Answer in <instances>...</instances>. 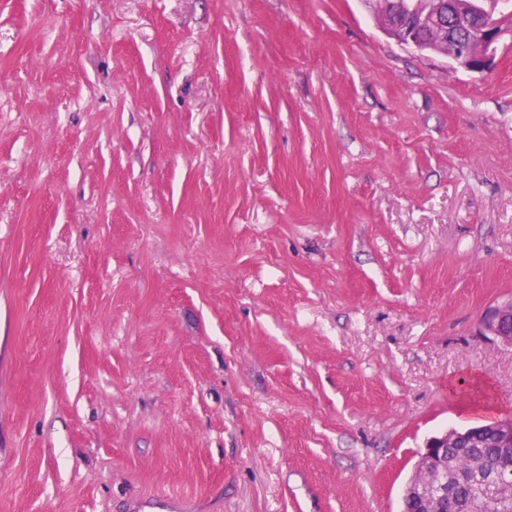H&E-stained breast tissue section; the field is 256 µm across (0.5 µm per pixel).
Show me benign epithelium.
<instances>
[{
    "label": "benign epithelium",
    "mask_w": 512,
    "mask_h": 512,
    "mask_svg": "<svg viewBox=\"0 0 512 512\" xmlns=\"http://www.w3.org/2000/svg\"><path fill=\"white\" fill-rule=\"evenodd\" d=\"M364 5L397 43L446 56L477 73L492 65L507 32L505 22L512 21V0H364ZM479 330L512 347V298L490 307ZM486 431L500 448L512 451V416L495 418L488 426L451 428L426 442L403 491V499L415 503V512H484L491 501L512 503V472L507 469L475 470L477 492L464 502L456 499L467 476L450 464L448 449L471 448Z\"/></svg>",
    "instance_id": "1"
}]
</instances>
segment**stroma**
Instances as JSON below:
<instances>
[{"instance_id": "stroma-1", "label": "stroma", "mask_w": 512, "mask_h": 512, "mask_svg": "<svg viewBox=\"0 0 512 512\" xmlns=\"http://www.w3.org/2000/svg\"><path fill=\"white\" fill-rule=\"evenodd\" d=\"M510 297L512 34L0 0V512H401ZM480 333L512 347V298L490 307L479 322Z\"/></svg>"}]
</instances>
